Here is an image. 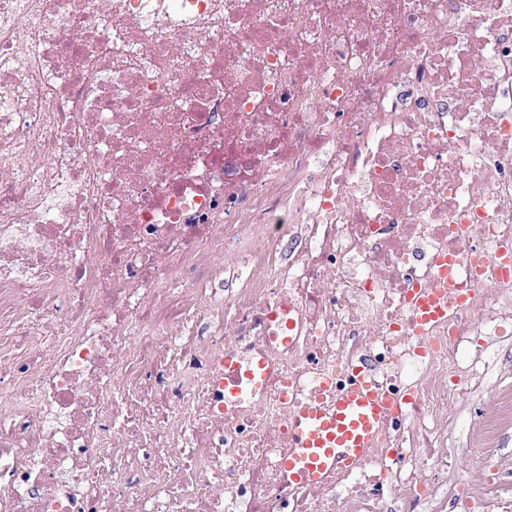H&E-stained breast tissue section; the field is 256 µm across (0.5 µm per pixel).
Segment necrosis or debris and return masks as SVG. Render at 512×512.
I'll return each instance as SVG.
<instances>
[{"label": "necrosis or debris", "instance_id": "necrosis-or-debris-1", "mask_svg": "<svg viewBox=\"0 0 512 512\" xmlns=\"http://www.w3.org/2000/svg\"><path fill=\"white\" fill-rule=\"evenodd\" d=\"M504 243L512 0H0V512H512ZM356 367L377 445L289 483ZM459 259L454 255L442 256L438 261V276L427 288H415L409 297L416 329L426 333L434 324L448 318V312L461 306L464 295L455 296L449 300L451 288H454L455 268ZM274 370V364L263 354L255 353L243 364L237 352L225 351L222 381L225 413L239 409L246 396L260 391Z\"/></svg>", "mask_w": 512, "mask_h": 512}]
</instances>
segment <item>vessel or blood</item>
<instances>
[{"instance_id": "1", "label": "vessel or blood", "mask_w": 512, "mask_h": 512, "mask_svg": "<svg viewBox=\"0 0 512 512\" xmlns=\"http://www.w3.org/2000/svg\"><path fill=\"white\" fill-rule=\"evenodd\" d=\"M457 263L456 256H442L432 285L411 293L409 301L418 332H427L463 304V296L451 294ZM274 369L262 354L244 361L237 352H225V412L239 409L246 396L260 391ZM388 407V399L372 386L363 370L354 369L347 386L334 394L330 404L318 400L291 416L293 450L280 461L284 474L297 484L316 483L330 471L354 465L376 445Z\"/></svg>"}]
</instances>
